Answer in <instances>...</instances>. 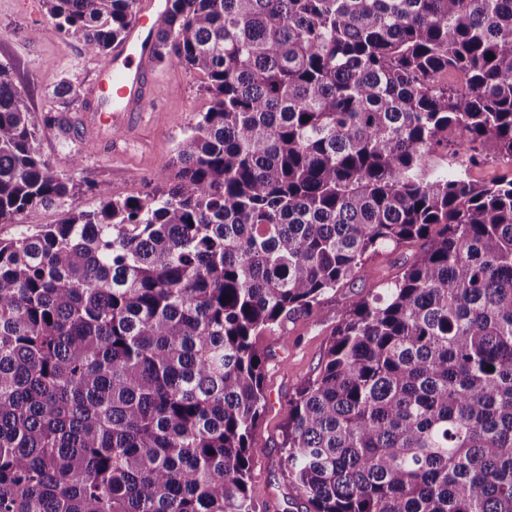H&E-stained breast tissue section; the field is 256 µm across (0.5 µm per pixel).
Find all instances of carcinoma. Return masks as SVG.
<instances>
[{
    "instance_id": "carcinoma-1",
    "label": "carcinoma",
    "mask_w": 512,
    "mask_h": 512,
    "mask_svg": "<svg viewBox=\"0 0 512 512\" xmlns=\"http://www.w3.org/2000/svg\"><path fill=\"white\" fill-rule=\"evenodd\" d=\"M137 2L44 5L105 66ZM154 60L210 97L174 169L0 239V512H260L257 339L415 240L288 400V481L512 512V178L469 177L512 168V0H167ZM70 192L0 64V224ZM470 176L473 180L484 183L504 176L510 178L512 176V172L510 168L490 159L489 161L472 168Z\"/></svg>"
}]
</instances>
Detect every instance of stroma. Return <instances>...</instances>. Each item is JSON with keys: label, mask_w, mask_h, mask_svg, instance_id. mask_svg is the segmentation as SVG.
<instances>
[{"label": "stroma", "mask_w": 512, "mask_h": 512, "mask_svg": "<svg viewBox=\"0 0 512 512\" xmlns=\"http://www.w3.org/2000/svg\"><path fill=\"white\" fill-rule=\"evenodd\" d=\"M0 63L12 67L36 118L55 113L58 101L53 91L60 81H68L77 92L70 132L44 126L38 137L41 154L54 173L72 185V192L63 206L36 207L21 215L18 223L0 224L1 239L14 237L23 228L57 223L69 209H97L95 188L99 185L120 199L149 190L210 103L198 75L175 63L156 64L152 67V107L149 112L132 115L123 136L113 137L107 125L90 124L87 114L93 81L101 66L85 52L81 41L59 32L43 0H0ZM76 155L82 158L77 168L71 164ZM422 247V242L416 241L380 252L370 262L369 277L337 288L311 312L274 326L260 337L266 407L251 433L257 454L250 487L262 512H306L304 500L290 486L282 466L288 400L320 373L344 307L356 296L378 292Z\"/></svg>", "instance_id": "35a3bbf8"}]
</instances>
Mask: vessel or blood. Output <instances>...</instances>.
<instances>
[{"mask_svg": "<svg viewBox=\"0 0 512 512\" xmlns=\"http://www.w3.org/2000/svg\"><path fill=\"white\" fill-rule=\"evenodd\" d=\"M165 0H139L125 38L112 47V61L97 76L107 94L100 105V119L116 122L118 113L143 112L151 86L148 62L155 40V21L165 13Z\"/></svg>", "mask_w": 512, "mask_h": 512, "instance_id": "vessel-or-blood-1", "label": "vessel or blood"}]
</instances>
